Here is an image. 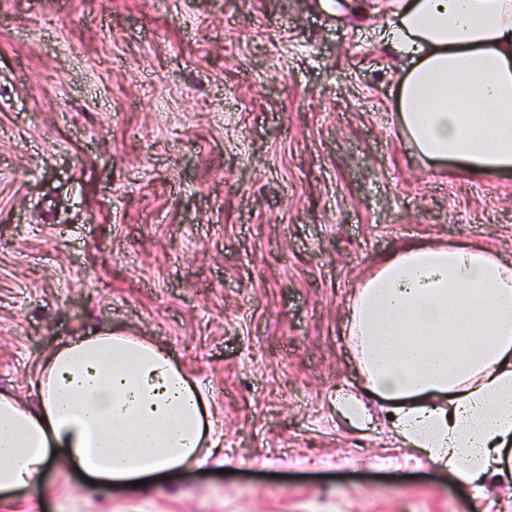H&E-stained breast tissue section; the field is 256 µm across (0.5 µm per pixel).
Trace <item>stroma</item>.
<instances>
[{
  "mask_svg": "<svg viewBox=\"0 0 512 512\" xmlns=\"http://www.w3.org/2000/svg\"><path fill=\"white\" fill-rule=\"evenodd\" d=\"M355 0H0V390L75 337L163 347L221 414L224 464L38 475L41 512H503L355 391L347 304L404 243L512 265V174L431 170ZM336 407L342 418L352 424L364 425L371 416L366 402L356 394H347L336 402Z\"/></svg>",
  "mask_w": 512,
  "mask_h": 512,
  "instance_id": "35a3bbf8",
  "label": "stroma"
}]
</instances>
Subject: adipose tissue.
I'll return each mask as SVG.
<instances>
[{"mask_svg":"<svg viewBox=\"0 0 512 512\" xmlns=\"http://www.w3.org/2000/svg\"><path fill=\"white\" fill-rule=\"evenodd\" d=\"M385 16L381 47L409 61L402 133L426 163L474 176L512 172V0H360ZM348 343L370 418L386 401L398 440L473 488L512 454V266L493 252L410 243L381 258L350 301ZM34 402L0 392V512H36L32 479L77 465L101 481L200 465L218 441L206 391L151 342L80 336L30 376Z\"/></svg>","mask_w":512,"mask_h":512,"instance_id":"ef3b65f1","label":"adipose tissue"}]
</instances>
